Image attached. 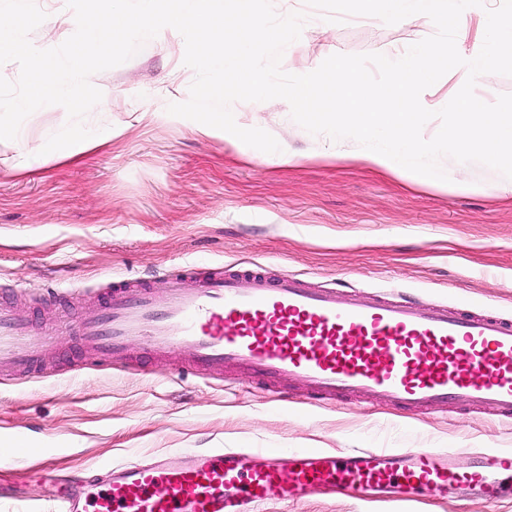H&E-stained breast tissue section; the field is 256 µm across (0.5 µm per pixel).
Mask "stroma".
<instances>
[{"label": "stroma", "mask_w": 512, "mask_h": 512, "mask_svg": "<svg viewBox=\"0 0 512 512\" xmlns=\"http://www.w3.org/2000/svg\"><path fill=\"white\" fill-rule=\"evenodd\" d=\"M48 16L30 35L40 49L74 32L57 15L67 0H35ZM308 12V11H307ZM417 17L388 25L371 16L344 23L308 12L282 68L297 74L336 53H381L433 35ZM183 38L159 33L127 62L92 75L112 100L84 117L110 126L111 144L79 163L52 161L25 172L0 145V289L50 332L41 376L0 375V442L25 438L19 461L0 464V512H52L60 494L50 471H88L142 457L179 461L207 448H455L469 470L482 449H512V424L484 406L457 401L438 411L400 410L382 398L337 396L315 403L285 379H254L228 367L214 380L160 360L134 338L123 361L71 368L81 323L96 316L105 284L135 278L159 285L181 274L197 288L201 272L256 263L288 271L315 288L366 297L377 292L489 309L512 317V196L502 175L444 157L447 191L369 169L355 141L305 130L287 102H237L236 123L272 134L296 165L222 137H203L192 120L167 113L195 77ZM68 121L59 105L22 123L30 151ZM345 152L328 162L324 152ZM197 273H186L187 265ZM263 512H512L503 500L420 496L385 505L308 497Z\"/></svg>", "instance_id": "1"}]
</instances>
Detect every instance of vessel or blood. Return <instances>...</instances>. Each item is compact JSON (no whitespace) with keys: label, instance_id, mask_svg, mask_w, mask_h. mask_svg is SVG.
<instances>
[{"label":"vessel or blood","instance_id":"vessel-or-blood-1","mask_svg":"<svg viewBox=\"0 0 512 512\" xmlns=\"http://www.w3.org/2000/svg\"><path fill=\"white\" fill-rule=\"evenodd\" d=\"M198 288L165 281L164 298L134 279L101 296L99 317L83 322L84 351L101 363L123 359L130 337L158 354L188 352L196 370L239 368L254 377L304 382L318 400L380 396L414 409L463 399L512 420V318L403 296L312 288L259 266L209 272ZM26 346H19V339ZM44 331L0 296V369L36 374ZM453 450L224 449L190 452L176 465L138 459L72 486L58 512H255L264 503L309 495L388 498L400 491L503 498L512 452L483 453L462 472Z\"/></svg>","mask_w":512,"mask_h":512}]
</instances>
